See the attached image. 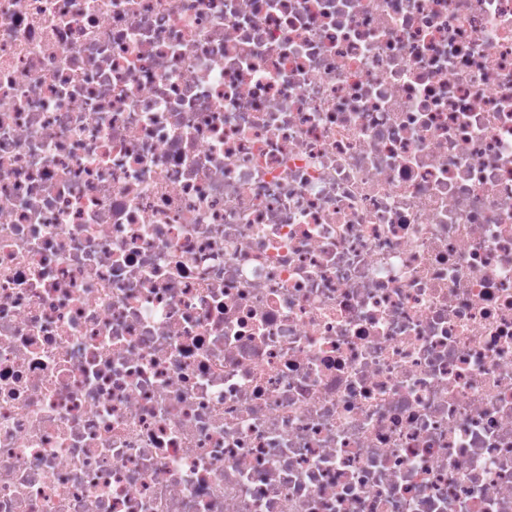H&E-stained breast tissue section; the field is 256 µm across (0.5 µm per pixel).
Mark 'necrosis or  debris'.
Returning <instances> with one entry per match:
<instances>
[{
  "label": "necrosis or debris",
  "instance_id": "1",
  "mask_svg": "<svg viewBox=\"0 0 512 512\" xmlns=\"http://www.w3.org/2000/svg\"><path fill=\"white\" fill-rule=\"evenodd\" d=\"M0 512H512V0H0Z\"/></svg>",
  "mask_w": 512,
  "mask_h": 512
}]
</instances>
